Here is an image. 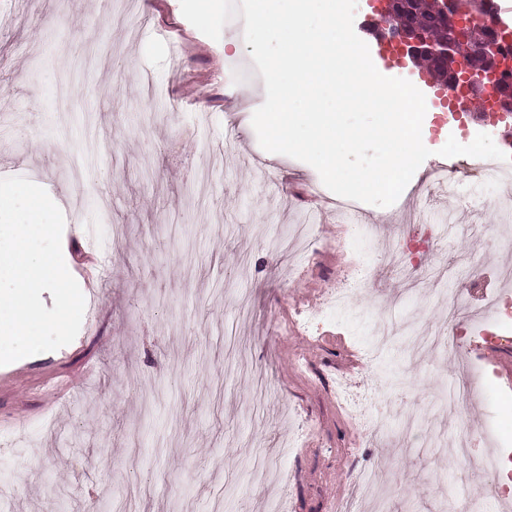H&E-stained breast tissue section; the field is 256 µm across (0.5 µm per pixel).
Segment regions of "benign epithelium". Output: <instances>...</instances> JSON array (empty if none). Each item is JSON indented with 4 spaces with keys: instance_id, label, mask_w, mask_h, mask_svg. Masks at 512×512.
I'll return each instance as SVG.
<instances>
[{
    "instance_id": "1",
    "label": "benign epithelium",
    "mask_w": 512,
    "mask_h": 512,
    "mask_svg": "<svg viewBox=\"0 0 512 512\" xmlns=\"http://www.w3.org/2000/svg\"><path fill=\"white\" fill-rule=\"evenodd\" d=\"M415 5V0H371L373 12L382 19L381 24L371 29L377 44L394 47L398 58L412 64L424 59L449 66L448 82L434 81V85L440 87L458 82L461 75L470 74L474 61L481 62L480 76L468 79L466 85L468 104L477 102L481 108H486L487 89L491 87L493 111L500 115L512 114V88L501 81L502 47L491 27L466 19L457 0H425L427 9L446 24L445 33L436 38L417 25L398 22L399 17Z\"/></svg>"
}]
</instances>
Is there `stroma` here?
<instances>
[{
    "mask_svg": "<svg viewBox=\"0 0 512 512\" xmlns=\"http://www.w3.org/2000/svg\"><path fill=\"white\" fill-rule=\"evenodd\" d=\"M250 51L235 30L220 40L183 16L180 0H0V170L58 200L62 253L85 297L76 338L0 366V499L10 512H333L357 495L355 476L379 468L386 512H451L482 485L496 452L495 422L512 447V340L484 341L487 295L512 290V224L489 223L501 195L478 183L460 208L429 186L430 162L391 207L366 205L374 235L344 237L323 211L322 241L304 257L292 225L314 203L318 172L263 150L252 115L262 81L227 68ZM186 84L194 96L179 93ZM429 149L473 141L472 117L449 125L426 93ZM418 209L450 226L408 280L386 277L381 251L423 233ZM315 211V210H314ZM106 249L80 258L82 225ZM373 288L317 335L298 307L335 287L352 258ZM466 294L452 326L449 296ZM396 332L381 359L406 384L386 382L361 351ZM481 398L446 394L476 366ZM368 388L391 423L371 440L338 408L337 377Z\"/></svg>",
    "mask_w": 512,
    "mask_h": 512,
    "instance_id": "35a3bbf8",
    "label": "stroma"
}]
</instances>
